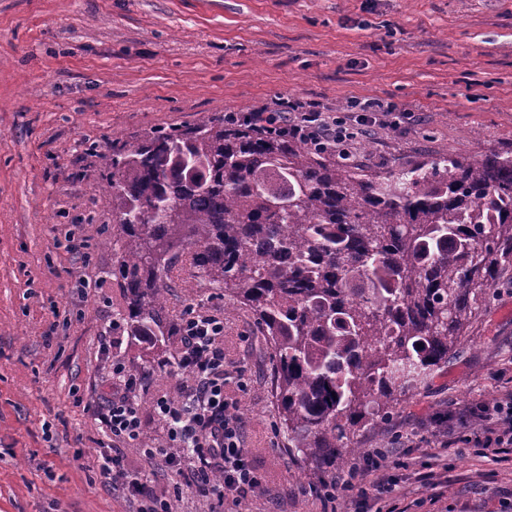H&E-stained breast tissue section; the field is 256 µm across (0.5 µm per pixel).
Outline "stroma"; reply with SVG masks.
I'll list each match as a JSON object with an SVG mask.
<instances>
[{
  "label": "stroma",
  "instance_id": "stroma-1",
  "mask_svg": "<svg viewBox=\"0 0 512 512\" xmlns=\"http://www.w3.org/2000/svg\"><path fill=\"white\" fill-rule=\"evenodd\" d=\"M283 96L412 112L405 130L374 126L357 141L352 159L369 171L512 151V0H0V512H137L99 469L113 442L85 405L111 395L109 361L120 360L143 376L144 435L162 444L153 402L179 399L183 377L168 364L174 337L109 329L127 299L111 273L105 158L157 129ZM190 305L224 317V367L247 382L231 378L225 392L264 477L261 493L223 512H324L316 478L276 427L253 315L185 274L166 308ZM509 377L511 264L447 365L357 437L365 449H408L388 496L401 512H512V454L485 457L464 440L477 425L469 407L499 397ZM449 431L459 441L448 448ZM117 447L152 493L181 486L174 512H210L186 475L150 467L139 444Z\"/></svg>",
  "mask_w": 512,
  "mask_h": 512
}]
</instances>
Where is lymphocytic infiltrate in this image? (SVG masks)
<instances>
[{"mask_svg":"<svg viewBox=\"0 0 512 512\" xmlns=\"http://www.w3.org/2000/svg\"><path fill=\"white\" fill-rule=\"evenodd\" d=\"M349 106L357 110V117L332 114L317 105L283 97L276 101L274 109L228 112L224 120L281 133L316 149L346 155L365 127L379 123L397 130L408 118L407 112L379 100H353ZM176 330L178 347L170 365L186 377L182 399H156L154 411L166 425L167 441L143 449L142 454L148 464L162 463L190 474L192 488L220 510L226 499L243 500L263 488L262 477L252 466L244 444L236 403L224 393L228 380L224 369V320L190 307ZM112 377L118 389L110 400L97 407L96 413L113 440L142 441V411L136 391L143 378L118 361L112 364ZM471 412L481 421L479 432L471 440L484 455L494 457L512 447V389L504 391L493 405L479 403ZM385 462L384 450H369L346 474L337 477L335 488L324 490L325 505L353 501L365 497L368 491L383 488L389 481ZM99 467L103 474L119 480L126 490L139 496L137 512H170V500L149 493L142 476L128 472L121 456L113 450L101 451Z\"/></svg>","mask_w":512,"mask_h":512,"instance_id":"lymphocytic-infiltrate-1","label":"lymphocytic infiltrate"}]
</instances>
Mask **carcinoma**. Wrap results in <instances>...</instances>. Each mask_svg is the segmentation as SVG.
<instances>
[{
	"instance_id": "obj_1",
	"label": "carcinoma",
	"mask_w": 512,
	"mask_h": 512,
	"mask_svg": "<svg viewBox=\"0 0 512 512\" xmlns=\"http://www.w3.org/2000/svg\"><path fill=\"white\" fill-rule=\"evenodd\" d=\"M129 335L171 336L191 276L254 315L288 457L336 480L353 438L448 362L512 259V154L369 173L307 144L203 119L109 158Z\"/></svg>"
}]
</instances>
